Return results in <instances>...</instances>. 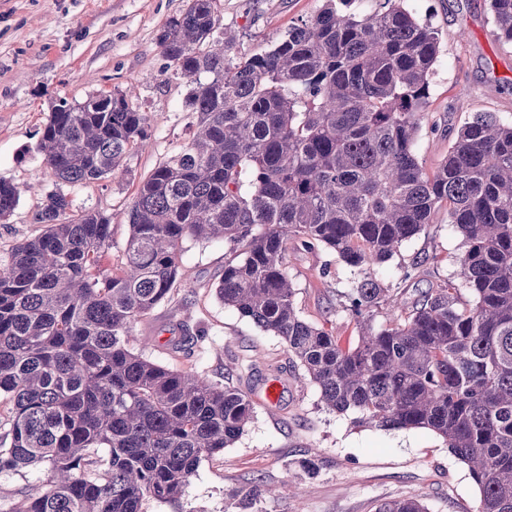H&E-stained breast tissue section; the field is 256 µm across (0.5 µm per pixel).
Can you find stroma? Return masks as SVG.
Returning a JSON list of instances; mask_svg holds the SVG:
<instances>
[{
	"mask_svg": "<svg viewBox=\"0 0 512 512\" xmlns=\"http://www.w3.org/2000/svg\"><path fill=\"white\" fill-rule=\"evenodd\" d=\"M324 0H218L220 31L235 39L239 60L268 50L293 24L316 15ZM187 0H0V178L21 190L19 203L0 223V261L38 236L33 216L48 192L67 194L76 211L97 210L112 221V262L120 264L128 211L139 183L178 152L196 130V116L182 103L186 78L167 72L158 44L166 21ZM416 12L440 33V52L427 115L417 142L420 162L434 169L448 153L459 127L479 112L512 121V43L502 42L489 0H419ZM126 93L130 105L150 117L149 144L133 151L111 178L90 184L55 185L36 151L52 105L83 100L99 90ZM436 234L417 235L382 268L383 279L408 294L457 277L461 237L447 211L433 220ZM427 257L423 281L400 282L398 271ZM230 257L223 242L186 240L179 276L169 297L141 319L139 337L187 324L203 339L191 355L150 346L148 359L177 370H194L231 382L254 403L243 435L223 455L202 460L179 505L147 502L145 512H226L232 491L263 480L273 494L262 512H374L378 503L420 499L428 512H477L479 490L467 467L428 429L358 426L354 411L324 408L320 391L288 363L280 337L260 330L225 306L215 287ZM286 266L294 306L306 322L357 338L342 312L354 276L325 249L289 247ZM282 373H275V366ZM282 391L268 402L265 386ZM316 457L320 470L303 499L288 493L297 484L298 462Z\"/></svg>",
	"mask_w": 512,
	"mask_h": 512,
	"instance_id": "stroma-1",
	"label": "stroma"
}]
</instances>
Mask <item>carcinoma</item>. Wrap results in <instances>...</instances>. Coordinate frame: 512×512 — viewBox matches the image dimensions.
<instances>
[{
	"mask_svg": "<svg viewBox=\"0 0 512 512\" xmlns=\"http://www.w3.org/2000/svg\"><path fill=\"white\" fill-rule=\"evenodd\" d=\"M489 6L512 42V0ZM217 22V0H188L159 35L169 67L190 79L183 105L197 130L138 186L120 271L111 218L73 211L59 191L34 214L43 232L0 262V397L11 404L0 473L50 472L12 512L178 504L201 460L244 432L248 395L132 347L138 320L170 295L189 238L224 241L233 258L219 298L283 339L326 409L356 412L358 426L435 432L467 465L478 512H512V122L476 114L424 168L416 144L440 39L408 0L365 12L328 0L236 65ZM148 127L122 92L98 91L54 105L37 151L59 183L102 181L146 146ZM20 194L0 178V222ZM442 208L462 237L456 263L471 299L452 280L393 294L379 267ZM290 242L357 273L342 303L357 342L300 319ZM198 341L182 327L165 347ZM267 492L255 481L236 491L232 512H258ZM376 512L427 509L405 497Z\"/></svg>",
	"mask_w": 512,
	"mask_h": 512,
	"instance_id": "carcinoma-1",
	"label": "carcinoma"
}]
</instances>
